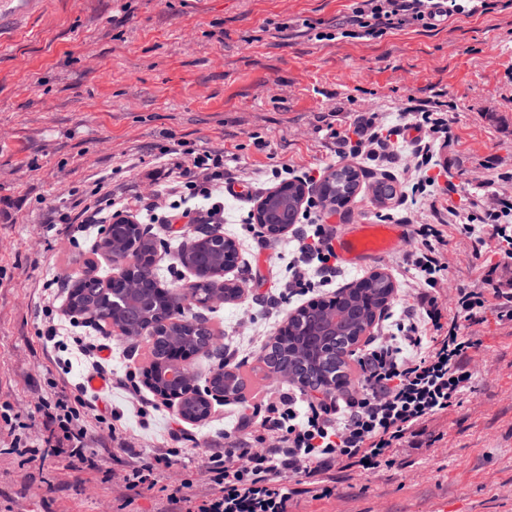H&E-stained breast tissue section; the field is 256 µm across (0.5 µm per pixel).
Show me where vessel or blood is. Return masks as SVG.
Wrapping results in <instances>:
<instances>
[{"instance_id":"1","label":"vessel or blood","mask_w":512,"mask_h":512,"mask_svg":"<svg viewBox=\"0 0 512 512\" xmlns=\"http://www.w3.org/2000/svg\"><path fill=\"white\" fill-rule=\"evenodd\" d=\"M329 232L337 262L350 268L395 250L408 238L407 225L368 218L342 227L330 225Z\"/></svg>"}]
</instances>
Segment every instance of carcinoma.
<instances>
[{"label":"carcinoma","mask_w":512,"mask_h":512,"mask_svg":"<svg viewBox=\"0 0 512 512\" xmlns=\"http://www.w3.org/2000/svg\"><path fill=\"white\" fill-rule=\"evenodd\" d=\"M360 177L361 172L351 167L336 168L318 187V203L322 206L344 203L353 194ZM102 242H110L128 253L127 276L135 279L140 288L131 292L115 285L104 295L98 291V283L91 276L94 269L90 267L83 281L73 285L69 292L70 312L75 316L89 315L103 326L120 322L128 336H139L145 328H150L147 340L152 347L156 374L161 382L171 367L168 353L174 346L178 345L190 353L208 347L210 329L199 325L194 311L196 303L206 300L219 287L224 290L226 301L238 298L237 283L222 281L215 276V273L235 265L238 258L235 244L231 239L216 234V230L201 227L196 241L181 253L183 263L197 276L192 291L185 292L172 284L161 294L159 288L163 272L155 263L157 241L146 228L135 222L115 221L106 229ZM393 291L388 276L379 274L360 280L353 289L339 291L336 298L328 303L307 308L306 312L299 314L293 333L272 343L264 363L272 370L290 374L298 380L304 379L309 384L327 385L326 378L342 373L347 363L340 360L333 364L318 352L303 354L305 336L302 328L314 326L352 305L382 311ZM210 386L213 391L224 394V398L234 399L241 393L243 381L236 371L220 367L213 374ZM181 414L186 419L194 417L203 421L209 415V404L199 396L186 398L181 405Z\"/></svg>","instance_id":"carcinoma-1"}]
</instances>
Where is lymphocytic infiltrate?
Segmentation results:
<instances>
[{
	"label": "lymphocytic infiltrate",
	"instance_id": "1",
	"mask_svg": "<svg viewBox=\"0 0 512 512\" xmlns=\"http://www.w3.org/2000/svg\"><path fill=\"white\" fill-rule=\"evenodd\" d=\"M487 6L488 0H352L340 34L379 37L390 29L429 25L438 15L481 13ZM411 129L417 133L412 194L434 204L453 197L456 185L440 182L432 173L436 148L453 137L448 114L440 106L405 108L389 128L379 113L357 114L341 141L352 157L388 159L390 136ZM223 166L222 155L203 149L179 168L185 186L211 198L207 214L212 218L224 213L222 201L213 196L214 190L224 187ZM509 182L512 173L506 172L473 186V220L461 227L473 256H480L486 241L494 239L501 242L504 258L512 260V197L499 190ZM302 218L291 230L297 262L291 267L288 290L296 296L313 293L318 285H332L338 273L324 215L307 209ZM416 235L420 244L405 255L403 263L422 289L402 321L383 325L379 336L357 353L360 386L332 396L297 385L275 398L267 394L253 402L243 401V409L259 418L273 445L256 449L249 438L229 439L208 456L216 494L196 505L181 488H173L168 495L173 512H288L295 497L330 495L337 473L389 465L395 448L423 423L462 402L472 388L471 363L478 343L462 334L461 323L476 321L490 300L502 317L512 320V283L492 278L487 287L459 289L457 314L444 319L431 293L445 270L444 235L435 224L419 225ZM79 419L75 409L61 417H47L58 428L57 443L68 448V467L73 471L96 465Z\"/></svg>",
	"mask_w": 512,
	"mask_h": 512
}]
</instances>
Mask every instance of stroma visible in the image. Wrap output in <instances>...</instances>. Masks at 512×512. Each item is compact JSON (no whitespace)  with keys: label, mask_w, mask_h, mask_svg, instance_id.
Masks as SVG:
<instances>
[{"label":"stroma","mask_w":512,"mask_h":512,"mask_svg":"<svg viewBox=\"0 0 512 512\" xmlns=\"http://www.w3.org/2000/svg\"><path fill=\"white\" fill-rule=\"evenodd\" d=\"M351 0H0V512H168L163 485H184L203 500L214 492L206 451L242 435L236 400L213 402L208 419L180 417L144 382L152 357L145 338L99 330L67 309L66 287L92 260L101 279L112 263L97 245L101 224L68 227L75 203L134 200L129 216L158 243L172 236L149 221L144 203L167 184L164 152L223 153L224 174L245 183V198L225 196V235L238 265L225 279L243 285L240 300L206 309L225 356L190 360L204 384L228 359L242 397L287 390L272 376L261 343L304 301L284 289L294 244L288 234L269 246L251 240L245 223L259 197L290 167L317 180L344 165L330 130L345 131L356 113L376 111L393 125L411 102L452 107L454 140L436 155L438 170L458 188L457 215L441 223L448 265L434 294L453 317L458 289L481 288L488 270L512 279L495 241L469 255L460 219L474 181L512 171V8L497 0L486 13L446 23L388 30L378 38L318 39L349 12ZM412 142L394 148L400 162L365 169L350 201L326 218L351 224L392 208L374 189L407 190ZM370 266L395 290L387 313L414 303L399 284L406 251ZM60 324L57 344L44 332ZM479 342L474 391L448 413L429 419L393 454L390 465L337 474L329 496L294 498L288 512H512V320L487 306L464 326ZM105 344L107 373L89 387L92 370L74 337ZM78 407L98 467L68 469L48 444L45 411L58 400ZM44 444L27 461L16 440ZM179 447L160 487L127 489L129 449Z\"/></svg>","instance_id":"1"}]
</instances>
